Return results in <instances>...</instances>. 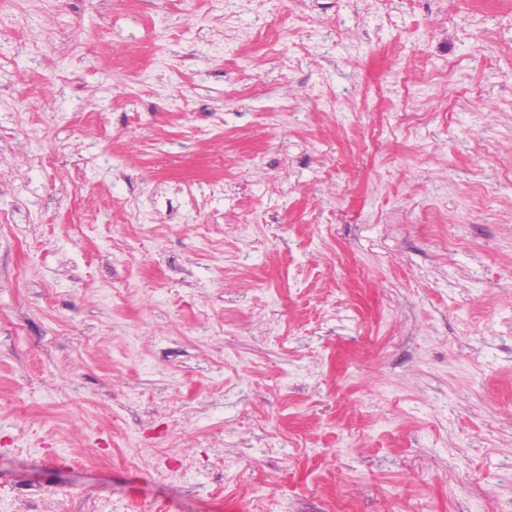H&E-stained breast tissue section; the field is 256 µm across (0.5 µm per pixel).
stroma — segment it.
<instances>
[{
  "mask_svg": "<svg viewBox=\"0 0 512 512\" xmlns=\"http://www.w3.org/2000/svg\"><path fill=\"white\" fill-rule=\"evenodd\" d=\"M507 8L0 0V512H512Z\"/></svg>",
  "mask_w": 512,
  "mask_h": 512,
  "instance_id": "stroma-1",
  "label": "stroma"
}]
</instances>
